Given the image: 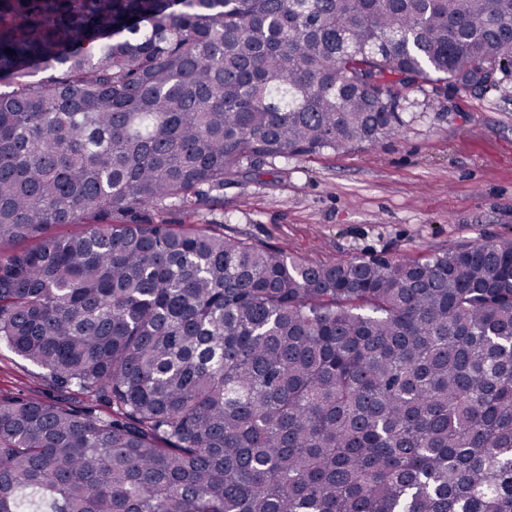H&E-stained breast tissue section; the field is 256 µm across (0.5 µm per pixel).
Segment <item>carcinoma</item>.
Returning a JSON list of instances; mask_svg holds the SVG:
<instances>
[{"instance_id": "cac0c4a2", "label": "carcinoma", "mask_w": 512, "mask_h": 512, "mask_svg": "<svg viewBox=\"0 0 512 512\" xmlns=\"http://www.w3.org/2000/svg\"><path fill=\"white\" fill-rule=\"evenodd\" d=\"M510 66L512 0H0V347L85 403L0 399V512H512V237L163 218Z\"/></svg>"}]
</instances>
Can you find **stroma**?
<instances>
[{"instance_id":"1","label":"stroma","mask_w":512,"mask_h":512,"mask_svg":"<svg viewBox=\"0 0 512 512\" xmlns=\"http://www.w3.org/2000/svg\"><path fill=\"white\" fill-rule=\"evenodd\" d=\"M505 89L399 102L402 135L375 146L257 159L209 191L199 218L289 255L417 258L512 235V76ZM61 399L0 349V397Z\"/></svg>"}]
</instances>
